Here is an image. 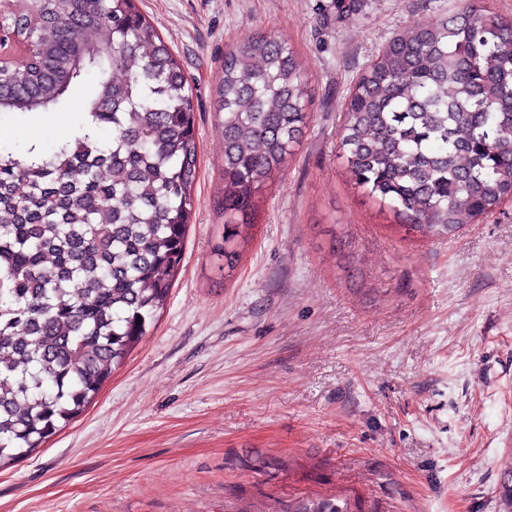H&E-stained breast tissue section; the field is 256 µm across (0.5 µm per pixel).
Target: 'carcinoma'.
Returning a JSON list of instances; mask_svg holds the SVG:
<instances>
[{
    "label": "carcinoma",
    "mask_w": 512,
    "mask_h": 512,
    "mask_svg": "<svg viewBox=\"0 0 512 512\" xmlns=\"http://www.w3.org/2000/svg\"><path fill=\"white\" fill-rule=\"evenodd\" d=\"M38 52L0 74V112H52L94 74L84 119L46 153L0 150V468L77 418L140 343L183 256L197 177L192 89L135 0H40ZM283 38L224 53V278L309 123ZM354 184L396 222L450 234L512 196V19L468 6L395 35L350 89ZM142 323H137V319ZM285 512H350L302 498Z\"/></svg>",
    "instance_id": "1"
}]
</instances>
